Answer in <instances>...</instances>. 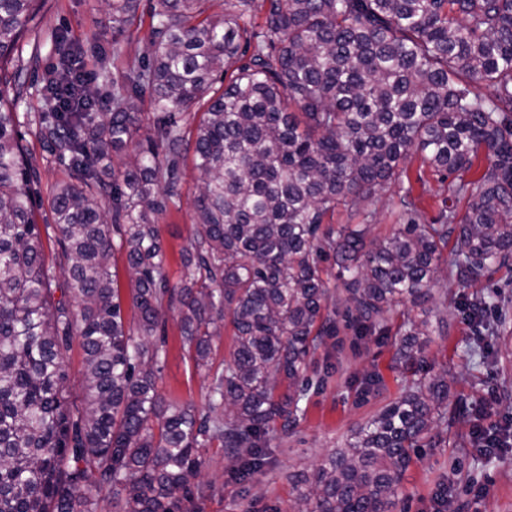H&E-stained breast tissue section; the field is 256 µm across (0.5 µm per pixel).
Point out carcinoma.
I'll list each match as a JSON object with an SVG mask.
<instances>
[{"label": "carcinoma", "instance_id": "carcinoma-1", "mask_svg": "<svg viewBox=\"0 0 512 512\" xmlns=\"http://www.w3.org/2000/svg\"><path fill=\"white\" fill-rule=\"evenodd\" d=\"M211 2L150 0L147 52L120 85L106 54L96 87L82 84L83 46L53 31L57 61L40 80L35 125L65 169L50 199L62 288L32 210L20 96L4 95L25 88L24 49L38 58L27 37L45 0H0V512H99L90 487L109 489L113 512H189L215 442L239 478L261 472L276 424L306 414L308 358L336 335L330 256L361 333L429 301L451 237L462 274L512 267V0H263L256 31L241 25L255 0H221L220 15ZM104 4L121 33L140 0ZM218 72L230 74L220 92ZM146 97L156 113L145 126L136 108ZM203 100L188 133L182 115ZM414 148L455 176L464 215L420 224L407 192L403 223L384 239L366 241V224L326 222L396 180ZM189 154L201 174L195 233L181 253L189 275L173 283L158 216L180 203ZM482 155L478 179L465 180ZM118 248L134 328L114 286ZM465 306L480 323L495 295ZM169 313L199 367L216 318L233 329L204 414L158 393L166 339L153 338ZM426 324L411 322L397 359L412 362ZM76 340L79 399L65 372ZM447 408L448 377L410 379L316 469L296 512H394L402 474Z\"/></svg>", "mask_w": 512, "mask_h": 512}]
</instances>
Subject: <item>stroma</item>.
Instances as JSON below:
<instances>
[{"label":"stroma","mask_w":512,"mask_h":512,"mask_svg":"<svg viewBox=\"0 0 512 512\" xmlns=\"http://www.w3.org/2000/svg\"><path fill=\"white\" fill-rule=\"evenodd\" d=\"M59 27L68 29L71 38L84 46V59L91 66L97 51L111 50L116 36L102 0H48L40 28L47 33ZM39 109L37 91L24 92L18 108L19 132L37 172L34 214L43 227L44 252L50 259L58 250L59 233L52 225L49 201L64 169L50 160L30 120ZM199 182L193 163H186L179 208L158 217L165 271L174 283L188 275L181 252L194 237L193 198ZM453 189V179L443 178L414 150L401 177L379 191L362 213L340 207L329 221H369L371 237L382 239L399 224L398 201L408 191L418 200L422 223L436 222L448 207L465 212L466 198L456 196ZM488 288L497 289L498 305L486 317L490 332L477 343L463 305ZM423 312L429 325L426 336L419 339L414 371L426 379L447 376L448 414L436 428L437 446L423 449L403 474L396 512H434L441 493L454 512H512V446H503L494 456L471 449V430L482 413H489L491 422L500 426L512 421V269L506 267L482 272L474 280L460 279L453 272L442 274L432 283L425 307H399L384 333L361 334L345 320H338L335 335L327 338L308 372L320 387L312 392L304 419L269 438L274 450L271 464L241 483L232 478L235 462L223 448L209 449L201 466L200 481L206 490L199 503L201 512H295L296 476L313 475L329 452L343 447L355 429L401 395L405 379L414 371L396 361L395 350L404 334V322ZM164 335L167 355L157 374L159 393L165 401L206 411L212 376L232 358V330L224 329L214 339L206 367L196 366L183 349L178 317L168 316ZM368 375L375 376L377 383L367 388L363 380Z\"/></svg>","instance_id":"1"}]
</instances>
